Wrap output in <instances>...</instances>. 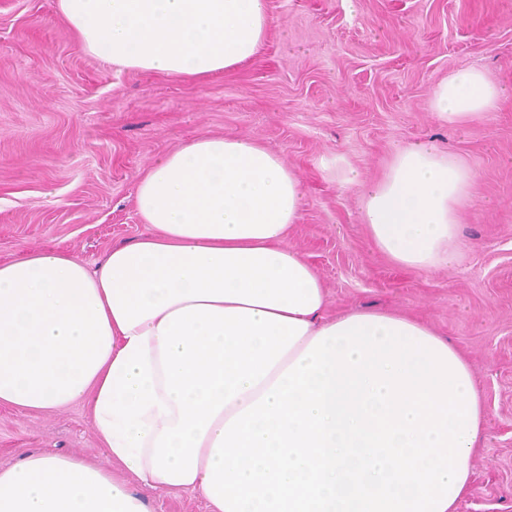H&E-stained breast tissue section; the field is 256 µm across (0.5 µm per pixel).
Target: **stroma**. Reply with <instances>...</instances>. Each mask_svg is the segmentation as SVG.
Wrapping results in <instances>:
<instances>
[{
  "mask_svg": "<svg viewBox=\"0 0 512 512\" xmlns=\"http://www.w3.org/2000/svg\"><path fill=\"white\" fill-rule=\"evenodd\" d=\"M57 0H0V262L59 249L89 264L147 234L135 207L154 160L209 132L279 153L305 185L288 242L320 272L333 313L392 309L462 350L487 407L485 446L456 512H512V97L466 129L428 109L475 65L512 89V0H267L258 54L197 81L118 69L84 52ZM434 141L476 175L450 269L377 252L359 190L399 146ZM108 464L85 404L0 405V465L32 451Z\"/></svg>",
  "mask_w": 512,
  "mask_h": 512,
  "instance_id": "1",
  "label": "stroma"
}]
</instances>
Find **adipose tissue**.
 Returning a JSON list of instances; mask_svg holds the SVG:
<instances>
[{"mask_svg":"<svg viewBox=\"0 0 512 512\" xmlns=\"http://www.w3.org/2000/svg\"><path fill=\"white\" fill-rule=\"evenodd\" d=\"M87 53L199 82L253 58L266 0H58ZM505 87L476 66L433 89L462 129ZM475 180L420 141L363 183L361 219L394 265L451 267ZM304 184L248 137L203 134L140 176L146 234L97 268L61 252L0 263V404L86 403L112 468L29 453L0 467V512H153L190 490L209 512H455L487 412L464 353L428 324L353 307L329 317L287 243ZM133 474L130 487L120 471Z\"/></svg>","mask_w":512,"mask_h":512,"instance_id":"1","label":"adipose tissue"}]
</instances>
